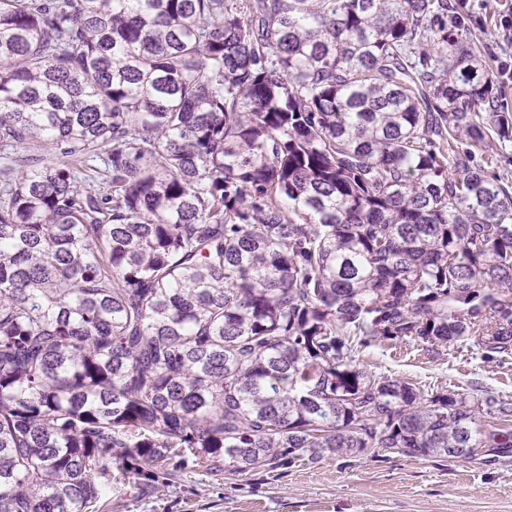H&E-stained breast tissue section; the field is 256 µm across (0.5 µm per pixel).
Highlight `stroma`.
<instances>
[{
  "mask_svg": "<svg viewBox=\"0 0 512 512\" xmlns=\"http://www.w3.org/2000/svg\"><path fill=\"white\" fill-rule=\"evenodd\" d=\"M466 9L478 20L472 33L486 70L502 79L512 110V79L499 72L500 62L512 60V28L503 26L512 0H466ZM359 364L424 391L480 389L512 400V357L484 361L468 341L435 356L417 345L371 347ZM104 512H512V456L479 463L384 452L247 475L188 463L172 484L113 486Z\"/></svg>",
  "mask_w": 512,
  "mask_h": 512,
  "instance_id": "obj_1",
  "label": "stroma"
}]
</instances>
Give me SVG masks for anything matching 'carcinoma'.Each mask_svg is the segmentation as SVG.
<instances>
[{
  "mask_svg": "<svg viewBox=\"0 0 512 512\" xmlns=\"http://www.w3.org/2000/svg\"><path fill=\"white\" fill-rule=\"evenodd\" d=\"M461 0H0V512L186 462L512 455V112ZM60 151L44 163L26 144ZM487 150V153H499L495 156L496 161L486 169L487 174L496 175L502 180L512 181V145L509 144L503 153L497 143H492ZM421 346L371 347L357 363L376 375L408 381L424 391L488 390L512 400V357L487 362L472 341L457 342L441 355H427Z\"/></svg>",
  "mask_w": 512,
  "mask_h": 512,
  "instance_id": "cac0c4a2",
  "label": "carcinoma"
}]
</instances>
